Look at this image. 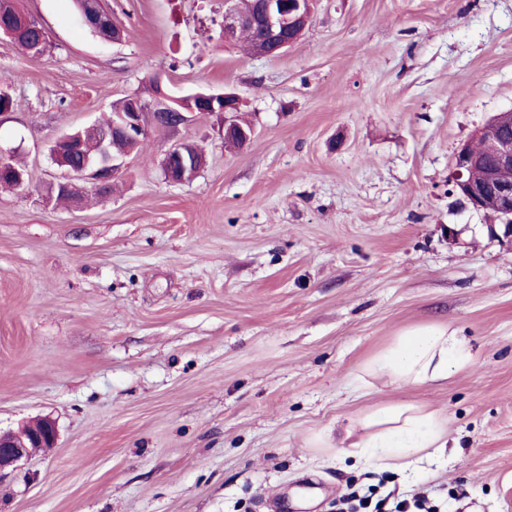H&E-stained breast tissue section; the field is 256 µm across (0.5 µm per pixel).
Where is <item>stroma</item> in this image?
<instances>
[{
    "mask_svg": "<svg viewBox=\"0 0 512 512\" xmlns=\"http://www.w3.org/2000/svg\"><path fill=\"white\" fill-rule=\"evenodd\" d=\"M224 2L105 0L112 44L74 0H21L49 51L0 38V155L28 172L0 187V430L58 428L0 481V512H338L351 485L512 512V247L450 185L512 111V0H316L278 58L223 43ZM156 73L236 93L250 142L199 117L144 140L111 195L50 198L55 140ZM179 142L206 163L172 184ZM435 324L474 354L447 383L357 380ZM399 401L436 411L461 461L339 463L357 416Z\"/></svg>",
    "mask_w": 512,
    "mask_h": 512,
    "instance_id": "1",
    "label": "stroma"
}]
</instances>
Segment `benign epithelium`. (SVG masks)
I'll return each mask as SVG.
<instances>
[{
  "label": "benign epithelium",
  "instance_id": "1",
  "mask_svg": "<svg viewBox=\"0 0 512 512\" xmlns=\"http://www.w3.org/2000/svg\"><path fill=\"white\" fill-rule=\"evenodd\" d=\"M256 3L257 7L248 11L239 7L235 0H226L222 40L226 44L234 43L243 30L259 25L265 41L278 47L280 53H285L309 24L313 0H256ZM78 4L84 23L96 36L112 43L122 41V29L111 26L99 0H78ZM3 14L11 17L10 25L0 27L6 36L15 38L28 28L42 34L41 41L33 48L35 55H41L49 34L40 20L17 9L11 0H0V15ZM151 89L149 101L140 94L130 96L126 111L119 114V120L112 124L111 129L102 131L97 125L90 124L65 132L56 140L52 153L63 172L52 183L54 191L72 200L80 197L87 188L107 193L123 167V157L110 152L112 139L121 137L140 141L157 130L152 120L145 119L144 109L147 107L170 115L166 130L171 132L195 117L214 116L219 120V131L224 139L232 138L243 146L252 139L254 127L250 124L244 126L236 119L240 99L233 93L197 91L193 94L197 108L186 111L182 97L164 91L161 76L155 74L151 77ZM485 136H494L498 140L493 162L487 163L483 156L472 151L470 145H463L455 156L453 183L459 195L473 209L491 210L499 216L508 217L499 226L490 225V230L499 232L501 241L512 244V111L495 114L475 133L477 138ZM90 142L98 144L99 156L96 158L85 153ZM64 149L70 155L80 152L83 158L78 163L64 161L60 156ZM164 163L165 179L180 184L192 180L203 168L205 159L182 142L165 152ZM477 171L484 173V178L479 181L473 178ZM56 442V423L47 416L24 425L16 432L0 433V480L22 459L51 449Z\"/></svg>",
  "mask_w": 512,
  "mask_h": 512
}]
</instances>
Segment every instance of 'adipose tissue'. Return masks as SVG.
Returning a JSON list of instances; mask_svg holds the SVG:
<instances>
[{
	"instance_id": "1",
	"label": "adipose tissue",
	"mask_w": 512,
	"mask_h": 512,
	"mask_svg": "<svg viewBox=\"0 0 512 512\" xmlns=\"http://www.w3.org/2000/svg\"><path fill=\"white\" fill-rule=\"evenodd\" d=\"M473 361L467 343L446 326L413 328L364 363L362 378L386 385L419 388L447 382L452 372ZM364 437L343 448L342 458L358 463L408 469L426 457L446 454L443 419L412 402H395L368 410L359 419Z\"/></svg>"
}]
</instances>
